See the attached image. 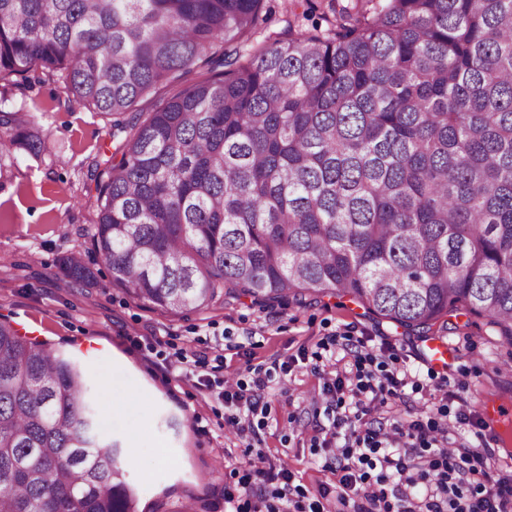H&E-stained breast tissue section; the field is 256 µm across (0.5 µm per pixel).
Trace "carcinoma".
Wrapping results in <instances>:
<instances>
[{"instance_id":"carcinoma-1","label":"carcinoma","mask_w":512,"mask_h":512,"mask_svg":"<svg viewBox=\"0 0 512 512\" xmlns=\"http://www.w3.org/2000/svg\"><path fill=\"white\" fill-rule=\"evenodd\" d=\"M0 0V81L54 77L124 134L93 164V251L173 313L330 288L421 334L512 342V0ZM175 93L151 112L140 104ZM0 109V154L39 152ZM89 276L79 254L63 286ZM86 371L0 321V512H138ZM284 0H266L267 29L264 33L257 34L255 41L261 42L269 34L282 33L288 27V11Z\"/></svg>"}]
</instances>
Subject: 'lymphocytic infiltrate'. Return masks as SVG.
Segmentation results:
<instances>
[{
    "label": "lymphocytic infiltrate",
    "instance_id": "f902f5d3",
    "mask_svg": "<svg viewBox=\"0 0 512 512\" xmlns=\"http://www.w3.org/2000/svg\"><path fill=\"white\" fill-rule=\"evenodd\" d=\"M318 375L331 435L340 441L331 459L338 470L336 502L344 512H512V475L492 472L493 449L455 436L475 425L471 410L452 415L441 405L424 420L374 427L364 416L382 411L405 388L421 390L419 380L370 353L355 357L352 370L322 368ZM272 377V368L260 366L251 380L225 382L224 400L238 408L226 424L237 434L264 426L270 409L264 392ZM291 481L287 469L267 467L260 451L240 479L246 493L264 503L286 500Z\"/></svg>",
    "mask_w": 512,
    "mask_h": 512
}]
</instances>
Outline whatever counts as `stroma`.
<instances>
[{
    "instance_id": "stroma-1",
    "label": "stroma",
    "mask_w": 512,
    "mask_h": 512,
    "mask_svg": "<svg viewBox=\"0 0 512 512\" xmlns=\"http://www.w3.org/2000/svg\"><path fill=\"white\" fill-rule=\"evenodd\" d=\"M0 105L23 107L44 140L39 154L0 159V319L85 368L101 396L104 432L130 451L125 477L138 490L140 512H176L187 501L196 512H224L229 495L243 504L237 467L254 448L291 470L306 497L334 489L324 452L313 448L326 423L313 371L318 343L348 332L366 352L424 372V339L332 293L269 304L240 296L182 315L144 303L113 283L90 245L87 171L114 150L109 120L69 101L52 80L26 92L1 82ZM72 252L94 278L65 288L59 261ZM431 333L459 348L448 371H431L434 382L448 384L449 412L477 409L481 393L512 404V345L484 318L461 310L438 319ZM199 354L219 367L201 376L171 370L178 357ZM274 361L291 371L271 384L265 429L255 441L236 435L225 424L235 411L222 396L225 380L249 378L250 367Z\"/></svg>"
}]
</instances>
